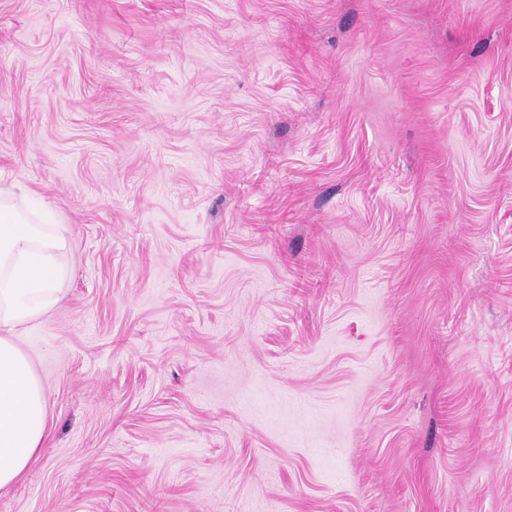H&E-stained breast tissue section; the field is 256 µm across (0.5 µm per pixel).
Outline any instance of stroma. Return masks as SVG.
I'll list each match as a JSON object with an SVG mask.
<instances>
[{
    "mask_svg": "<svg viewBox=\"0 0 512 512\" xmlns=\"http://www.w3.org/2000/svg\"><path fill=\"white\" fill-rule=\"evenodd\" d=\"M12 184L0 512H512V0H0ZM0 190V491L25 477L50 433L47 399L30 356L19 345L27 325L61 299L67 258L60 232Z\"/></svg>",
    "mask_w": 512,
    "mask_h": 512,
    "instance_id": "obj_1",
    "label": "stroma"
}]
</instances>
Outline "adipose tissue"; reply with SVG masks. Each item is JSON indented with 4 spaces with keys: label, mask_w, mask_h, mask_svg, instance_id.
<instances>
[{
    "label": "adipose tissue",
    "mask_w": 512,
    "mask_h": 512,
    "mask_svg": "<svg viewBox=\"0 0 512 512\" xmlns=\"http://www.w3.org/2000/svg\"><path fill=\"white\" fill-rule=\"evenodd\" d=\"M48 220L0 192V491L25 477L50 433L43 385L19 345L28 324L61 299L67 243Z\"/></svg>",
    "instance_id": "ef3b65f1"
}]
</instances>
